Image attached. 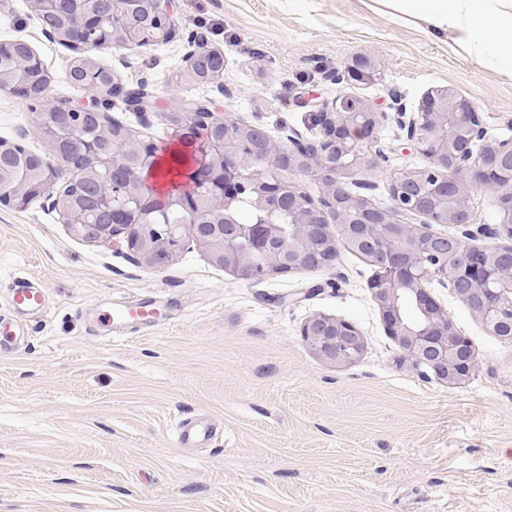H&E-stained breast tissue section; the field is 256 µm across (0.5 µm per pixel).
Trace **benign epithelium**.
Segmentation results:
<instances>
[{
    "mask_svg": "<svg viewBox=\"0 0 512 512\" xmlns=\"http://www.w3.org/2000/svg\"><path fill=\"white\" fill-rule=\"evenodd\" d=\"M84 0H32L44 36L71 53L67 81L80 85L87 97L79 102L52 100L26 83L5 80L0 66V90L14 93L38 107V131L50 139L58 166L39 161L37 180L15 169L12 179L0 176V206L23 209L43 201L58 214L70 233L90 243L121 238L132 257L161 268L191 242L215 265L241 279L260 282L281 272L314 270L332 265L338 242L329 224L333 217L345 246L372 259L376 275L370 281L387 333L405 358L425 367L447 384L467 378L476 367L468 338L460 335L448 313L431 295L436 280L452 289L492 335L512 340V138L491 137L475 104L449 87L431 90L418 111L406 115L397 101V122L422 155L425 167L391 177L393 206L382 209L362 193L348 190L349 179L378 166L383 150L364 153L363 145L378 142V126L385 114L354 96L314 103L320 138L309 141L294 132L287 143L275 141L263 128L227 121L216 99L204 100L192 113L165 112L172 137L187 139L198 148L189 188L164 197L142 176L156 158L155 143H142L129 161L121 122L109 114L112 98L119 97L142 120L157 112V97L143 81L123 85L117 80L101 86L94 69L103 68L97 53L115 44L103 30L98 11L81 8ZM142 0H101L109 15L128 19L125 45L144 46L136 38ZM78 15L77 23L54 24L59 13ZM173 0H151L150 23L157 28L152 41L171 40ZM9 58L44 68L32 44L22 38L0 42V61ZM96 60V68L80 62ZM191 73L207 81L223 76L224 52L201 38L187 42L185 54ZM362 79L373 77L370 58L358 56L338 72ZM310 174L323 186L315 204L299 190L295 178ZM64 182H59L60 178ZM85 187L90 203L73 206L68 194ZM495 195L497 232L475 223L470 196ZM220 202L224 210L240 201L259 213L253 224L203 221L197 201ZM138 213V220L122 224L116 213ZM407 216L403 222L399 217ZM435 224L462 228L458 235L433 230ZM504 236L509 244L480 247L477 233ZM303 340L325 362L344 366L356 362L364 340L356 326L341 318L316 314L301 330Z\"/></svg>",
    "mask_w": 512,
    "mask_h": 512,
    "instance_id": "obj_1",
    "label": "benign epithelium"
}]
</instances>
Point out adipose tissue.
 <instances>
[{"label": "adipose tissue", "instance_id": "obj_1", "mask_svg": "<svg viewBox=\"0 0 512 512\" xmlns=\"http://www.w3.org/2000/svg\"><path fill=\"white\" fill-rule=\"evenodd\" d=\"M397 8L439 33L453 34L464 50L478 43L498 49L501 65L512 70V0H395Z\"/></svg>", "mask_w": 512, "mask_h": 512}]
</instances>
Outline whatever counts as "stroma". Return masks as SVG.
<instances>
[{"instance_id": "stroma-1", "label": "stroma", "mask_w": 512, "mask_h": 512, "mask_svg": "<svg viewBox=\"0 0 512 512\" xmlns=\"http://www.w3.org/2000/svg\"><path fill=\"white\" fill-rule=\"evenodd\" d=\"M173 9V41L102 54L122 82L147 81L158 98L147 124L112 102L111 116L141 139L170 141L164 113L215 95L184 59L195 35L224 52L225 117L275 140L319 138L315 97L354 95L385 113V156L357 176L381 207L392 204L391 175L426 164L395 101L413 112L429 90L450 87L475 103L489 136L512 138V72L389 0H174ZM14 38L43 60L49 98H85L65 78L69 51L44 37L27 0H0V41ZM356 56L374 61V77L331 81ZM0 140L56 161L34 111L5 91ZM373 275L344 247L330 267L260 282L191 244L155 269L123 241L75 237L40 202L0 206V324L12 329L0 335V512H512V341L431 284L477 361L446 384L388 335ZM23 283L42 290L43 308L14 303ZM121 302L158 314L116 329L104 314ZM316 314L357 327V362L326 363L303 341ZM187 422L211 438L181 445Z\"/></svg>"}]
</instances>
